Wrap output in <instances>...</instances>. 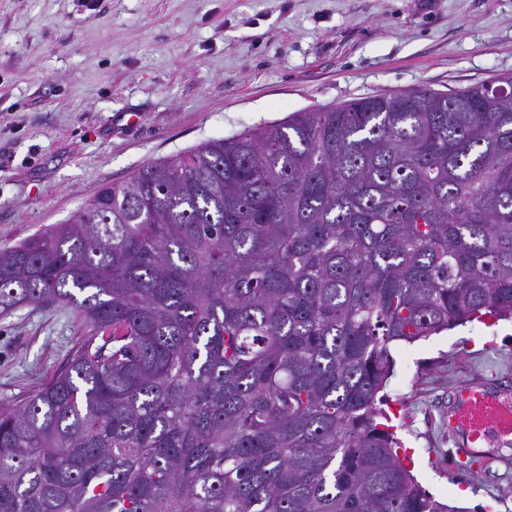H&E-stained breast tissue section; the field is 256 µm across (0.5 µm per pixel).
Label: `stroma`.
<instances>
[{"instance_id": "stroma-1", "label": "stroma", "mask_w": 512, "mask_h": 512, "mask_svg": "<svg viewBox=\"0 0 512 512\" xmlns=\"http://www.w3.org/2000/svg\"><path fill=\"white\" fill-rule=\"evenodd\" d=\"M512 75V0H0V249L140 166L293 112ZM89 329L72 305L0 317V406L48 383ZM386 392L420 485L512 512V445L464 467L454 389L512 393V322L395 346Z\"/></svg>"}]
</instances>
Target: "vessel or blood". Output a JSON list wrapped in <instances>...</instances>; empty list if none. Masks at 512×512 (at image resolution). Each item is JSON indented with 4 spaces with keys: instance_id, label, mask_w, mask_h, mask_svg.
Instances as JSON below:
<instances>
[{
    "instance_id": "b4317fda",
    "label": "vessel or blood",
    "mask_w": 512,
    "mask_h": 512,
    "mask_svg": "<svg viewBox=\"0 0 512 512\" xmlns=\"http://www.w3.org/2000/svg\"><path fill=\"white\" fill-rule=\"evenodd\" d=\"M448 432L460 456L479 454L480 442L489 436L511 442L512 395L491 391L479 382L461 385L448 412Z\"/></svg>"
}]
</instances>
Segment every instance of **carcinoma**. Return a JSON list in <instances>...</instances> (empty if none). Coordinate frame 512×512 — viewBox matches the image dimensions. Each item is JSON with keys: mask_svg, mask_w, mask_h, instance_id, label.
I'll use <instances>...</instances> for the list:
<instances>
[{"mask_svg": "<svg viewBox=\"0 0 512 512\" xmlns=\"http://www.w3.org/2000/svg\"><path fill=\"white\" fill-rule=\"evenodd\" d=\"M93 334L0 408V512H457L386 424L391 347L512 318V76L294 112L0 251V316Z\"/></svg>", "mask_w": 512, "mask_h": 512, "instance_id": "1", "label": "carcinoma"}]
</instances>
